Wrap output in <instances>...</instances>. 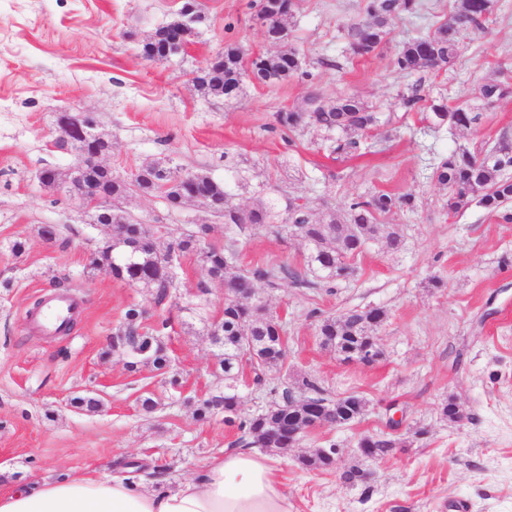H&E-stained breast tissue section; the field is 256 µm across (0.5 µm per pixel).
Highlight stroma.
<instances>
[{"mask_svg": "<svg viewBox=\"0 0 512 512\" xmlns=\"http://www.w3.org/2000/svg\"><path fill=\"white\" fill-rule=\"evenodd\" d=\"M500 3L496 22L464 35L448 70L408 75L394 65L399 44L447 19L455 0H422L419 14L396 20L387 43L366 58L349 54L344 30L358 17L359 0H298L287 45L300 53L299 73L271 86L243 81L228 102L199 91L193 78L228 44L247 62L272 52L253 20V0H202L204 19L189 47L162 62L143 59L141 46L177 19L181 0H0V493L66 475L122 477L132 458L149 463L146 486L173 489L240 437L223 413L204 421L194 415L224 388L206 330L207 318L224 311L223 288L199 291L205 273L193 255L182 257L178 288L162 301L155 289L91 268L89 255L109 227L38 180L42 169L76 162L56 146L58 116L84 110L112 143L106 162L114 172L127 177L164 160L234 183L244 209L271 187L302 198L317 219L358 196L412 194L413 208L384 218L399 233V248L368 243L350 278L310 287L256 280L258 298L284 325L288 360L264 388L240 379L241 414L287 393L302 398L306 378L328 397L364 398L360 421L310 431L281 455L290 512H454L460 501L467 512H512V222L476 205L450 214L447 191L432 178L451 151L512 140V98L454 132L431 130L400 104L415 86L453 103L469 100L498 67L512 71V0ZM314 92L327 100L357 93L391 116V127L367 135L375 151L339 160L326 150L324 131L291 133L277 123V112L303 107ZM122 207L148 225L158 247L207 224L208 243L233 244L239 269L305 270L303 239L281 237L277 228L232 231L209 205L172 210L158 194L130 195ZM48 224L58 229L49 241L40 235ZM17 241L25 244L19 255ZM56 294L78 311L67 334L49 336L30 316L35 301ZM132 306L148 311L144 329L170 320L168 373L150 365L129 371L126 356L113 351L112 336ZM373 307L388 314L374 331L379 361L344 362L321 345L323 318ZM91 391L101 395L98 412L72 406ZM144 396L155 400L153 412L142 411ZM449 398L465 410L459 422L440 415ZM372 434L410 445L368 463L356 446ZM330 446L337 468H299L297 455ZM354 467L368 478L343 482L341 471Z\"/></svg>", "mask_w": 512, "mask_h": 512, "instance_id": "1", "label": "stroma"}]
</instances>
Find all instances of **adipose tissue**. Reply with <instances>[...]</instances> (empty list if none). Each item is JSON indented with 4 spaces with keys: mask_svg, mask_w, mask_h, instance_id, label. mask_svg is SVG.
I'll list each match as a JSON object with an SVG mask.
<instances>
[{
    "mask_svg": "<svg viewBox=\"0 0 512 512\" xmlns=\"http://www.w3.org/2000/svg\"><path fill=\"white\" fill-rule=\"evenodd\" d=\"M278 463L234 450L205 462L177 488H146L108 474L13 486L0 512H289Z\"/></svg>",
    "mask_w": 512,
    "mask_h": 512,
    "instance_id": "ef3b65f1",
    "label": "adipose tissue"
}]
</instances>
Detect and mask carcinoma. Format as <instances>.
Instances as JSON below:
<instances>
[{
	"instance_id": "cac0c4a2",
	"label": "carcinoma",
	"mask_w": 512,
	"mask_h": 512,
	"mask_svg": "<svg viewBox=\"0 0 512 512\" xmlns=\"http://www.w3.org/2000/svg\"><path fill=\"white\" fill-rule=\"evenodd\" d=\"M420 9V0H364L360 5V17L345 28L349 52L361 58L374 54L388 41L397 19L414 15ZM263 11L268 31L286 34L287 22L295 11V0H265ZM497 12L498 0H458L457 8L448 15V19L434 29L419 32L401 43L395 57L397 69L410 75L447 70L458 54L465 32L482 26ZM298 58L300 55L294 48L257 57L252 62L256 82L273 85L288 80L301 68ZM240 69V52L229 45L224 49V66H216L209 78L200 80L197 87L208 94L212 84L222 79L224 100L229 102L237 97L240 90ZM511 97L512 83L503 78L481 84L475 91L476 104L450 106L447 98L423 95L417 87L402 98V103L407 108L422 104V120L435 130H464L480 123L481 108ZM276 121L291 133L313 127L336 133V137L329 139L328 150L339 157L366 154L369 144L365 135L386 123L381 113L372 111L368 103L354 93L328 101L312 94L306 99V108L279 112ZM88 175L115 200L129 194L124 177L118 174L109 178L91 167ZM179 175L180 172L157 162L139 175L138 186L145 193L162 188L165 198L175 202L181 193ZM196 177L210 196L224 200V223L240 228L278 224L281 230L305 239L307 276L299 275L286 265L272 270L230 273L235 267L236 251L231 244L216 246L206 243L207 224H198L194 231L171 240L163 252L154 246L147 226L123 210L119 216L122 223L112 225L111 243L98 246L91 254L89 265L104 268L112 277L130 285L155 288L158 298L163 299L169 289L177 287L179 280L177 272L169 267L170 254L197 256L207 277L199 287L208 288L212 284L224 287V313L221 318L206 324L208 336L219 348L216 358L224 377V391L201 402L195 416L205 420L215 412H222L225 424L256 438L260 431L288 425V397H283L281 402H273L268 409L254 416H229L240 399L238 382L244 367H250L254 382L260 384L267 373L283 369L287 359L282 323L266 304L256 298V293L250 292L254 281L282 275L301 285L311 286L315 281L331 283L349 277L354 273L352 260L364 251L369 241L384 239L391 247L399 246L400 237L394 227L379 223V218L412 208V196L379 191L367 199L356 197L342 214L331 213L318 221L312 217L308 207L294 206L292 198L283 203L274 195L244 210L234 203L224 183L204 173H198ZM433 179L448 190V213H458L476 204L491 213L501 212L504 220L512 221V214L503 212L512 203V142L506 138H501L477 155L466 149L452 151L436 164ZM146 319V311L128 309L123 324L112 336V350L130 356L127 367L131 371L141 363L165 371L170 363L162 336L167 322H161L149 332L142 330ZM385 319L386 312L375 307L326 317L319 325L322 344L333 350L342 361L348 362L363 352L369 339L373 338V328ZM303 386L322 402L321 411L334 420L349 423L364 414L361 406L347 408L340 400L323 397L322 389L313 380L303 379ZM298 462L306 470L325 469L331 465V459L317 449L299 456Z\"/></svg>"
}]
</instances>
